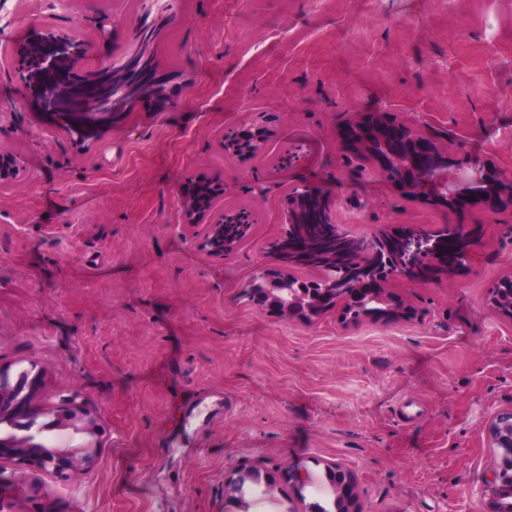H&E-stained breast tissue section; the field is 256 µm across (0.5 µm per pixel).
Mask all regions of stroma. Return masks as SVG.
<instances>
[{
	"label": "stroma",
	"mask_w": 512,
	"mask_h": 512,
	"mask_svg": "<svg viewBox=\"0 0 512 512\" xmlns=\"http://www.w3.org/2000/svg\"><path fill=\"white\" fill-rule=\"evenodd\" d=\"M145 15L164 25L168 105L74 142L27 96L15 48L36 27L94 42L109 18L121 59ZM378 111L438 137L456 168L512 172V0H0V153L16 164L0 183V368L45 371L41 421L81 410L52 445L94 458L68 479L0 462V512H310L335 496L331 468L357 512H484L488 425L512 412V319L489 301L512 276V212H452L357 172L341 128ZM262 123L255 158L225 152ZM202 178L222 189L214 212L254 216L224 256L185 220ZM300 183L354 233L475 224L485 245L457 275L391 285L408 315L270 314L241 291ZM242 470L266 493L233 500Z\"/></svg>",
	"instance_id": "obj_1"
}]
</instances>
